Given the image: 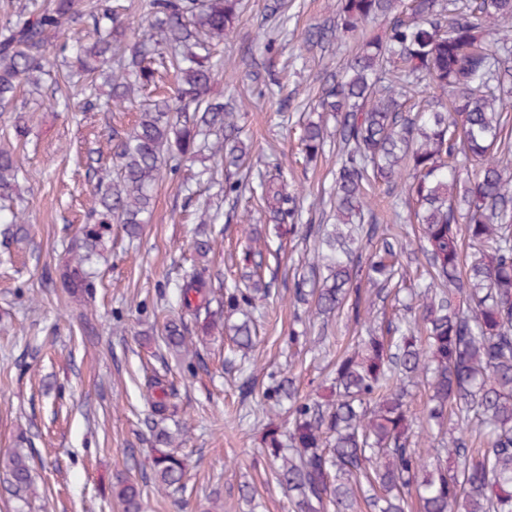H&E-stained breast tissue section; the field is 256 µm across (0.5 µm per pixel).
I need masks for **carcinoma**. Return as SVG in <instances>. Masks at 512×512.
I'll use <instances>...</instances> for the list:
<instances>
[{
	"mask_svg": "<svg viewBox=\"0 0 512 512\" xmlns=\"http://www.w3.org/2000/svg\"><path fill=\"white\" fill-rule=\"evenodd\" d=\"M336 17L308 28L303 48H328L382 21L383 34L365 40L340 72L319 79L317 109L336 117V223L312 224L317 246L290 297L308 318L336 315L357 336L332 363L335 397H297L293 377L259 390L254 375L240 383L253 426L262 430L271 476L293 512H512V39L495 26L512 21V0H336ZM244 0H142L145 29L121 20L119 0H47L18 6L0 25V112H19L22 89L51 79V57L68 43L63 29H91L80 46L78 85L83 112L133 101L166 73L169 91L142 106L134 127L112 131L113 169L92 192L76 241L66 288L88 286L103 225L120 224L136 237L149 211L164 153L192 152L197 137H215L211 156L224 165V195L245 192L261 201L264 246L241 229L243 281L197 272L179 286L180 305L207 333L224 330L231 356L253 347L256 326L246 317L270 295L262 270L278 261L272 244L297 236L300 201L276 169L244 167L236 102L208 97L222 58L216 47L244 11ZM270 32L288 21L287 0H269ZM109 70L112 92L101 100L94 76ZM253 81L281 93L278 73ZM327 135L321 122L304 124L306 162L316 161ZM20 156L0 150V236L10 241L23 209L13 194ZM378 184L418 224L426 278L404 289L409 263L389 225L365 201ZM245 318L229 323L224 313ZM162 343L189 352L192 337L171 318ZM427 387L422 415L409 387ZM155 457L153 475L112 485L125 512H140L151 488L184 490V460L161 423L177 413V392L160 373L147 378ZM260 396L263 403L250 405ZM293 402L283 431L269 405ZM32 451L0 454L7 491L25 501L33 484ZM453 467H448V462Z\"/></svg>",
	"mask_w": 512,
	"mask_h": 512,
	"instance_id": "cac0c4a2",
	"label": "carcinoma"
}]
</instances>
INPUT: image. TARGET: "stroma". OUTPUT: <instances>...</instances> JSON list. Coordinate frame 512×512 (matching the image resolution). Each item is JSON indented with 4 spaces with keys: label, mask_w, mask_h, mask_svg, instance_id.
I'll return each instance as SVG.
<instances>
[{
    "label": "stroma",
    "mask_w": 512,
    "mask_h": 512,
    "mask_svg": "<svg viewBox=\"0 0 512 512\" xmlns=\"http://www.w3.org/2000/svg\"><path fill=\"white\" fill-rule=\"evenodd\" d=\"M267 0L246 8L224 42V73L210 94L225 97L246 84L243 55L280 66L289 61L288 109L268 94L248 104L242 139L251 159L278 162L292 192L304 191L301 221L317 224L313 197L329 193L336 150L326 146L316 169H304L297 122L311 101L317 76L340 68L356 47L345 39L326 53L309 54L302 35L336 8V0H294L291 16L273 51H266L259 23ZM137 106L114 112H65L29 98L23 111L0 114V147L23 158L19 193L25 209L24 237L0 244V452L27 436L34 450L36 484L31 512H122L112 497L117 474L140 477L151 463V435L144 374L156 369L178 393L180 451L187 459L183 495L145 498L142 512H238V487L255 486L259 512H291L287 496L266 485L260 437L241 418L236 376L224 369L225 336L194 333L205 362L188 371L187 355L159 354L151 334L155 316L177 310L176 286L205 268L231 276L238 226L227 219L224 176L213 173L208 154L186 156L178 174L163 173L140 235L128 238L120 225L107 229L98 246L88 292L70 295L53 287L70 262V248L86 222L94 180L88 164L108 169L112 131L130 130ZM23 136H16V128ZM310 240L284 242L274 270L276 296L261 309L262 330L250 352L259 374L297 362L300 394L328 383V363L349 342L344 321L329 324V345L289 346L298 322L287 299L293 274ZM87 316L90 331L80 328Z\"/></svg>",
    "instance_id": "stroma-1"
}]
</instances>
